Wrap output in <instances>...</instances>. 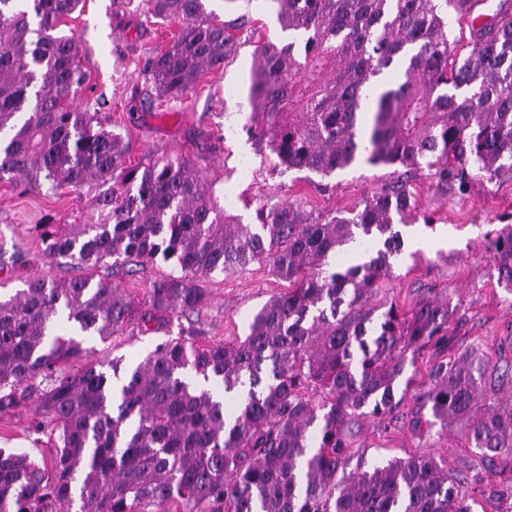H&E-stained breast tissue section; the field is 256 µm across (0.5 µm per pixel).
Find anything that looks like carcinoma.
<instances>
[{"mask_svg": "<svg viewBox=\"0 0 512 512\" xmlns=\"http://www.w3.org/2000/svg\"><path fill=\"white\" fill-rule=\"evenodd\" d=\"M81 0H0V180L52 190L98 186L81 224H38L51 258L94 269L112 260L180 269L140 308L107 278L33 275L0 296V410L36 405L34 430L58 433L51 465L0 448V512H471L458 480L421 455L345 468L353 426L399 408L397 381L426 348L431 366L411 428L458 427L467 447L512 461V401L471 350L448 358V300L372 318L368 302L401 251L393 224L416 208L396 188L343 212L293 202L234 222L184 161L126 164L128 146L78 109L86 80L73 37L58 32ZM208 0H152L182 22L147 66L158 97L179 99L235 53ZM291 41L253 52L247 132L261 158L322 176L359 158L427 168L437 184L512 168V14L473 26L460 57L437 0H269ZM383 247L347 270L329 256L356 240ZM498 282L512 287V225L492 240ZM252 263L288 282L234 344H199L193 326L129 366L88 359L51 336L59 318L109 339L135 322L167 328L203 302L207 280ZM429 408L431 418L422 414Z\"/></svg>", "mask_w": 512, "mask_h": 512, "instance_id": "cac0c4a2", "label": "carcinoma"}]
</instances>
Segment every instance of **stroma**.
Listing matches in <instances>:
<instances>
[{
    "mask_svg": "<svg viewBox=\"0 0 512 512\" xmlns=\"http://www.w3.org/2000/svg\"><path fill=\"white\" fill-rule=\"evenodd\" d=\"M502 0H471L470 13H448V38L458 50L471 40L473 24L497 21ZM149 0H83L61 26L75 33L86 82L76 103L100 112L110 128L129 146L131 163L183 160L207 180L213 195L240 223L256 221L259 208L285 202L308 212L348 210L374 194L401 185L414 196L417 209L407 223L395 224L401 237L415 236L417 246L403 245L392 270L370 299L371 307L407 311L420 300L449 297L456 308L449 328V355L475 349L489 365L512 364V291L497 281L485 256L495 230L512 224V169L493 181L472 178L465 189L436 187L428 170L403 173L401 168L360 160L325 177L308 171H285L261 162L245 131L250 108L247 89L257 41H287L267 0H211L210 8L227 24L236 25L239 45L220 67L206 71L180 99L159 101L143 73L146 62L160 54L180 32L176 20L152 18ZM94 184L58 192L0 181V292L14 293L29 275L51 280L85 276L84 267L49 258L37 224H79L91 210ZM159 261L139 266L100 267L137 303H145L154 280L174 273ZM268 267L253 263L233 275L213 274L209 293L190 318L173 316L168 330L142 332L130 325L109 341L87 336L83 345L94 358L145 357L169 334L194 324L202 342L244 338L253 314L275 293L285 289ZM435 358L423 350L417 371L393 422L361 419L353 451L365 465L430 454L470 495L472 512H496L492 497L512 485V469L502 460L481 458L466 445L458 429L432 428L414 433L409 424L426 370ZM34 409L23 403L0 412V448L26 451L51 459L47 435L32 431Z\"/></svg>",
    "mask_w": 512,
    "mask_h": 512,
    "instance_id": "obj_1",
    "label": "stroma"
}]
</instances>
